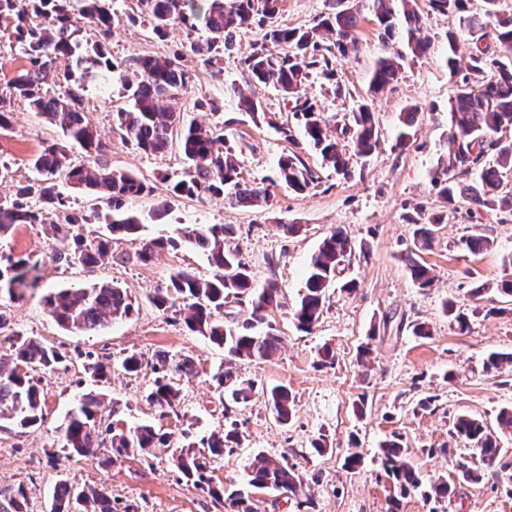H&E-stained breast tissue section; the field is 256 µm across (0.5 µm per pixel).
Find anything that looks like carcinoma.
I'll list each match as a JSON object with an SVG mask.
<instances>
[{"mask_svg": "<svg viewBox=\"0 0 512 512\" xmlns=\"http://www.w3.org/2000/svg\"><path fill=\"white\" fill-rule=\"evenodd\" d=\"M279 0H138L135 9L127 14L133 20L146 18L154 33L164 37L174 22L189 28L202 27L207 38L191 50L201 56L222 47L229 50L237 33L257 25L264 30L262 40L245 58L251 78L271 85L285 98L295 100V114L302 117L309 143L319 151L322 160L337 174L348 176L349 159L337 139L327 133L326 121L314 103L301 94L306 74L299 60L310 57L309 65L320 66L329 73L332 64L356 45V34L364 20L362 0H333L330 11L320 16L308 28L276 24ZM465 0H430V7L459 15V20L472 36L475 50L467 68L458 65L455 53L456 33L446 34V59L453 95L449 100L448 139L454 153L444 168L441 194L450 203L458 200L475 206L492 208L512 206V194L503 192L505 174L512 170V141H503L499 133L512 127V19H498L494 26L495 49L486 43L485 17L465 14ZM30 13H14V0H0V23L14 21L16 41L21 45L25 64L15 72L9 85L13 94L25 99L33 112L56 126L63 137L60 142L44 147L31 160L37 177L16 185L14 198L0 205V233L16 224H43L45 213L57 217L53 227L68 241L59 259L68 264L94 265L112 253V238L87 239L75 229L85 224H107L111 233L131 234L138 230V220L128 214L126 204L154 191V186L140 178L114 170L102 160L94 165L75 163L71 147H79L88 156H100L104 145L86 113L79 108L78 89L69 87L61 94L50 95L42 87L57 83L56 67L59 60L75 62L76 67L91 65L110 74L116 65L108 57L105 40L114 21L112 0H30ZM414 0H374V21L378 25V39L386 46L395 39L403 41L409 54L422 57L428 54L430 43L421 37L419 15L413 8ZM90 26L101 39L82 44L83 26ZM405 54L396 51L380 57L370 80L371 92L384 91L398 78ZM487 80H480L486 71ZM119 78L132 105L115 112V129L121 139L132 143L146 153L163 154L178 141L187 164L182 179L168 192L175 197L227 196L237 205L250 208L267 200V189L251 184L241 176L233 148H220L224 135L218 130L205 129L197 123L180 120L174 102L189 90L188 73L175 61L140 57L120 71ZM238 107L259 118L264 111L262 103L238 93ZM416 109L410 107L399 116L401 131L397 142L403 146L416 120ZM357 154L371 156L380 144L374 112L367 102L359 103L351 112L347 127ZM495 151L493 161L483 165L481 160ZM478 168L475 182L462 184L454 180L451 171L470 173ZM278 178L294 192L305 191L313 183L310 169L295 154L286 155L278 162ZM82 186L94 191L107 204L108 213L70 212L65 209L61 193L55 191L56 181ZM36 197L39 205L32 207L28 200ZM441 219L433 218L427 224H418L413 232V247L404 254L411 277L426 288L434 280L431 268L423 263L421 253L431 248ZM232 228L224 224H205L190 229L187 241L201 250L213 268L209 277L181 270L171 275L165 290L155 294L153 303L168 309L177 300L188 302L185 325L212 342L224 347L234 359L265 360L275 355L283 344V337L265 320L268 312L280 306L281 289L275 280L260 288L255 287L251 274L238 253L230 246ZM177 247L173 241L154 239L145 241L136 253L140 263L148 264L154 254L166 247ZM355 245L340 227L326 236L311 256L303 291L294 308L296 327L308 332L315 327L342 274L347 257ZM0 267V281L21 288L33 284L32 273L38 262L33 257L4 258ZM247 299L252 308V319L227 325L222 319L229 300ZM50 316L70 332H91L109 323L130 317L134 302L126 289L114 283L96 284L90 288L62 289L43 298ZM11 360L0 359V423H11L20 428L35 426L43 421L40 379L38 370H51L62 362L63 355L55 348L17 332L7 336ZM193 360L185 356L179 360L167 354L156 355L152 369L157 374L146 401L160 415L174 410L179 399V388L172 374L193 370ZM217 388L235 404H246L254 390L252 382L237 380L232 371L222 370L214 376ZM267 406L275 419L286 425L292 418L293 398L288 388L273 386L263 391ZM100 401L93 392L83 393L68 413L63 427L64 451L71 456H85L94 448L97 439L109 436L110 450L102 460L104 467L122 462L135 451L151 449L171 453L175 468L193 485L207 492L229 512H253L251 492L275 491L297 495L302 478L288 466L286 457L258 454L251 464L248 486L250 490H230L212 486L207 471L209 464L224 456L241 443L237 424L222 432L200 440V446L190 443L171 447L170 436L159 433L145 424L126 433L114 424H104L98 418ZM453 433L465 438L480 460L492 464L500 455L497 433L484 421L460 415L453 425ZM382 463L394 486L404 496L421 484L418 471L412 465L401 437L385 440L381 446ZM28 496L23 485L0 489V512H27ZM51 512H112V496L103 487L74 488L66 482L56 486Z\"/></svg>", "mask_w": 512, "mask_h": 512, "instance_id": "carcinoma-1", "label": "carcinoma"}]
</instances>
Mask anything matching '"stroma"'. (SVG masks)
Listing matches in <instances>:
<instances>
[{
  "mask_svg": "<svg viewBox=\"0 0 512 512\" xmlns=\"http://www.w3.org/2000/svg\"><path fill=\"white\" fill-rule=\"evenodd\" d=\"M422 34L431 43L427 56L406 60L400 78L383 92L371 93V71L385 48L377 38L372 10H365L358 43L336 61V77L328 79L309 67L305 95L322 113L329 133L339 136L350 156L351 174L342 177L323 163L303 136L302 121L292 102L273 86L254 82L244 64L263 31L242 30L232 49L210 57L191 51L204 39L177 23L166 38L155 36L146 22H130L127 0H113L114 23L106 40L114 63L126 65L151 55L182 64L193 75L189 93L176 104L185 119L203 126L222 124L224 140L237 155L246 181L267 188V204L244 208L230 198L169 197L167 186L182 178L179 149L153 155L124 142L113 130V114L127 107L118 77L102 81L85 77L82 106L106 143L105 159L113 169L156 184L152 194L134 200L130 211L141 223L138 233L113 241L111 256L85 267L59 261L61 237L48 224H18L0 234V256H36L39 281L32 288L0 285V310L14 331L55 347L65 360L41 375L44 391L41 426H0V486L23 484L29 512H50L52 493L60 481L72 486H105L114 512H226L201 489L187 483L169 453H141L102 468L98 455L68 456L59 428L78 396L95 390L105 422L129 431L142 424L169 433L172 447L200 441L237 422L244 439L240 448L214 460L212 484L247 481L256 454L286 456L304 480V493H256L254 512H512V435L503 436V452L477 484L458 480L459 464L477 465L468 441L453 436L458 416L469 415L495 425L499 411L512 407V364L486 372L489 354L512 353V296L498 290L507 262L512 261V210L448 203L432 177L451 153L448 140V98L452 84L446 64L445 35L456 31V60L467 66L472 40L460 29L458 16L434 11L428 0H415ZM24 62L8 28H0V97H10V124L0 128V204L10 203L17 180L34 177L31 159L59 139L58 129L36 116L27 101L11 97L8 82ZM262 101L266 114L252 119L239 111L235 90ZM371 104L380 133V147L370 157L356 156L343 127L358 101ZM415 107L413 136L396 141L398 117ZM297 154L314 176L305 192L289 190L278 178V161ZM441 223L431 251L423 255L432 267L431 286L419 287L403 255L412 245L415 225L432 218ZM202 224L232 226L230 245L251 271L256 286L276 280L281 306L266 316L285 338L284 347L264 361H230L223 347L184 324L179 308L158 310L152 297L172 274L188 270L212 273L203 253L185 239L188 228ZM298 231L283 233L282 225ZM367 248L365 256L345 264L344 278L355 291L334 289L319 323L311 332L295 328L292 312L305 282L311 256L334 229ZM486 236L490 245L473 254L466 237ZM146 239H172L177 248L156 253L148 264L134 254ZM111 282L127 288L135 305L129 318L83 334L62 329L47 313L43 298L60 288H89ZM467 309L466 331H459L443 312L444 303ZM428 326L429 336L414 335L412 326ZM372 343L369 362L360 348ZM331 347L335 360L321 364L318 353ZM142 359L138 373L122 370L130 353ZM175 359L191 356L192 374H177L180 400L174 413L159 417L145 395L155 374L157 353ZM104 365L105 375L91 381L88 361ZM251 380L256 394L244 405H226L214 374L226 365ZM286 386L295 398L293 419L280 424L266 406V388ZM428 408H419L422 398ZM400 435L420 488L398 497L379 455L382 440ZM321 442L315 452L313 442ZM359 453L349 469L345 460ZM453 483L451 500L429 498L437 478Z\"/></svg>",
  "mask_w": 512,
  "mask_h": 512,
  "instance_id": "stroma-1",
  "label": "stroma"
}]
</instances>
